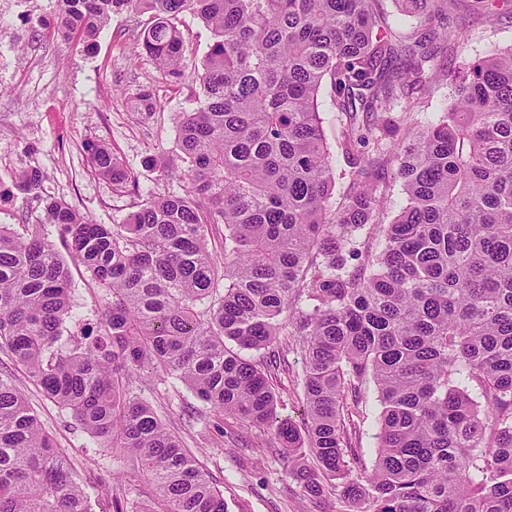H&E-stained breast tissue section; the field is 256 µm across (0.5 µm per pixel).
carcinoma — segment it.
I'll use <instances>...</instances> for the list:
<instances>
[{
	"label": "carcinoma",
	"mask_w": 512,
	"mask_h": 512,
	"mask_svg": "<svg viewBox=\"0 0 512 512\" xmlns=\"http://www.w3.org/2000/svg\"><path fill=\"white\" fill-rule=\"evenodd\" d=\"M398 2L421 30L392 34L378 0H61L53 32L87 49L112 15L150 14L139 54L173 86L186 78L180 16L212 36L167 169L184 193L99 224L43 197L31 168L13 182L44 222L0 224V350L125 456L113 512H226L141 396L148 370L273 431L314 498L334 481L362 512H512V46L444 72L435 40L462 38L436 30L444 0ZM441 77L449 108L413 127L394 117ZM325 85L346 115L337 207ZM87 151L100 176L139 191L110 148ZM392 182L404 200L384 224ZM49 224L106 298L94 329L69 328L74 288ZM291 353L303 360L301 429L278 419L270 384ZM370 380L381 410L369 468L343 410ZM93 489L0 370V512H95Z\"/></svg>",
	"instance_id": "cac0c4a2"
}]
</instances>
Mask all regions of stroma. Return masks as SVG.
I'll use <instances>...</instances> for the list:
<instances>
[{
  "instance_id": "1",
  "label": "stroma",
  "mask_w": 512,
  "mask_h": 512,
  "mask_svg": "<svg viewBox=\"0 0 512 512\" xmlns=\"http://www.w3.org/2000/svg\"><path fill=\"white\" fill-rule=\"evenodd\" d=\"M58 8V0H0V224H35L43 218L42 204L20 194L11 181L12 174L29 168L42 172L43 195L65 200L99 223L120 224L141 207L146 194L178 192L166 170L175 159L176 115L190 108L193 87L169 85L148 57H135L147 15H113L96 47L87 51L60 37H37ZM447 23L464 29L466 36L440 44L438 61L449 70L468 67L490 47L512 45V0L493 19L479 11L476 0H448ZM146 87L162 101L163 111L133 109L134 97ZM91 142L109 146L121 158L138 179L139 191L117 188L94 172L86 151ZM70 271L77 318L98 326L104 298L81 265L71 264ZM0 369L14 370L1 352ZM302 370L301 356L289 354L287 371L275 381L279 415L298 425L305 418ZM14 372L58 448L88 466L93 478L114 486L123 461L75 430L69 413L23 371ZM142 395L213 474L227 512H350L336 488L318 499L304 492L289 476L287 459L269 430L229 414L211 413L189 423L185 408L197 405V398L185 389L171 392L157 381Z\"/></svg>"
}]
</instances>
